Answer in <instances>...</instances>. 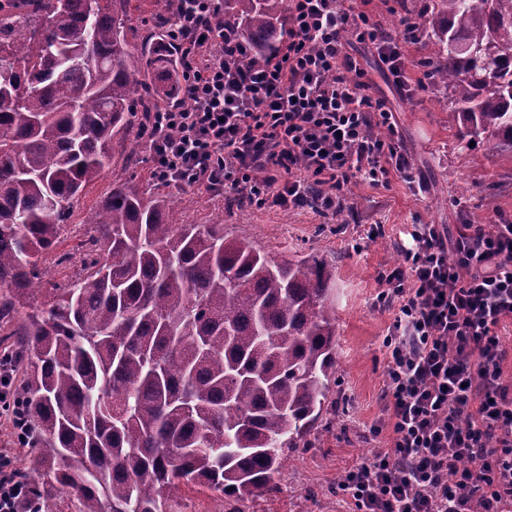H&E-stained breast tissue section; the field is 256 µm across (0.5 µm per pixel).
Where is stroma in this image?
Returning a JSON list of instances; mask_svg holds the SVG:
<instances>
[{
  "instance_id": "35a3bbf8",
  "label": "stroma",
  "mask_w": 512,
  "mask_h": 512,
  "mask_svg": "<svg viewBox=\"0 0 512 512\" xmlns=\"http://www.w3.org/2000/svg\"><path fill=\"white\" fill-rule=\"evenodd\" d=\"M350 52L366 72L372 97L385 99L393 111L397 136L414 163L415 184L392 177L386 188L352 186L354 210L322 217L305 210L284 212L226 204L221 198L189 187L163 186L150 178L151 159L124 166L115 163L105 180L86 189L63 234L61 250L89 232V218L113 182L166 195L187 224H209L223 218L229 235L247 233L271 256L317 257L336 267L331 298L336 305L337 383L308 445L289 452L273 495L243 502L223 501L211 493L178 492L187 512H349L338 491L344 472L372 449L391 444L390 430L370 428L385 408L386 358L382 341L393 321L391 311L377 307L379 277L397 260L394 242L414 224H435L456 232L480 220L493 223L512 217V152L493 139L460 144L449 98L426 82L414 95L400 94L379 70L373 49L353 45ZM385 233L371 240L369 225Z\"/></svg>"
}]
</instances>
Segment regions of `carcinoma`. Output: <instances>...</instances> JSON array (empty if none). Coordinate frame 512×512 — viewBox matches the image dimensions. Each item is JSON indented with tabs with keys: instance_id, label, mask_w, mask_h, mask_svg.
Segmentation results:
<instances>
[{
	"instance_id": "obj_1",
	"label": "carcinoma",
	"mask_w": 512,
	"mask_h": 512,
	"mask_svg": "<svg viewBox=\"0 0 512 512\" xmlns=\"http://www.w3.org/2000/svg\"><path fill=\"white\" fill-rule=\"evenodd\" d=\"M142 0H0V328L26 370L36 432L28 512H173L172 493L275 490L336 382V266L274 258L223 221L114 182L92 233L58 251L83 191L138 163L145 113L169 106ZM286 0H224L215 24L271 53ZM52 28L41 29L44 17ZM460 142L512 149V0H430L417 26ZM483 46L488 52L474 55ZM75 277L40 289L48 271ZM43 293L41 305L30 299Z\"/></svg>"
}]
</instances>
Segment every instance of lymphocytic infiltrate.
<instances>
[{"mask_svg": "<svg viewBox=\"0 0 512 512\" xmlns=\"http://www.w3.org/2000/svg\"><path fill=\"white\" fill-rule=\"evenodd\" d=\"M167 31L187 107L149 115L152 177L255 208L353 210L351 184L415 175L385 101L346 52L371 45L402 94L412 80V21L389 34L370 0H287V31L263 62L245 37L211 24L224 0H182ZM377 305L395 313L383 339L390 448L350 467L339 489L357 512H512V377L497 330L512 318V220L466 224L447 238L416 224L395 242Z\"/></svg>", "mask_w": 512, "mask_h": 512, "instance_id": "f902f5d3", "label": "lymphocytic infiltrate"}]
</instances>
